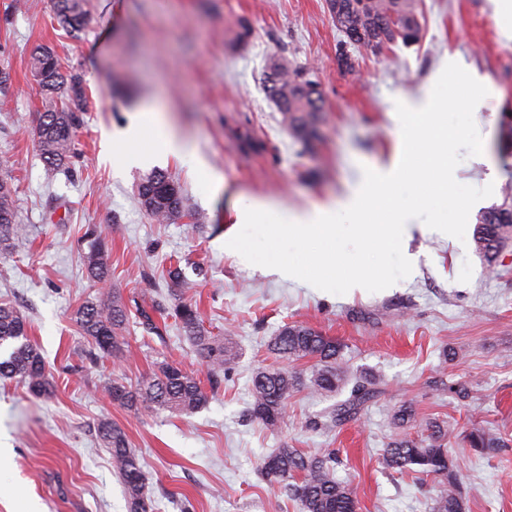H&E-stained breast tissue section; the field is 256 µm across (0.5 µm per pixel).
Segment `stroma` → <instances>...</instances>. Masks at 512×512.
I'll return each mask as SVG.
<instances>
[{
    "mask_svg": "<svg viewBox=\"0 0 512 512\" xmlns=\"http://www.w3.org/2000/svg\"><path fill=\"white\" fill-rule=\"evenodd\" d=\"M15 1L0 0V71L9 75L0 88V176L15 189L24 232L0 258V301L25 316L53 387L36 397L0 381V512H24L29 501L39 512H128L97 436L103 420L126 432L159 512H183L187 502L193 512H297L258 475L263 458L284 443L309 453L336 449L337 474L356 492L359 512H431L430 484L385 468L379 456L391 415L405 403L419 418L453 426L449 448L465 512H512V239L491 274L473 238L426 235L416 223L402 239L404 255L415 261L408 277L394 288L343 295L254 271L224 250L239 198L309 209L340 198L363 167L386 162L396 140V101L417 94L450 54L500 93L474 115L482 154L463 156L455 169L460 183L475 187L484 186L488 170L498 173L492 196L471 210L468 229L482 210L512 204V168L498 151L512 135V42L499 39L490 0H415L420 41L394 44L379 57L358 52L352 74L336 66L342 35L325 0H88L93 20L76 37L58 26L52 0H23L20 9ZM244 22L251 34L240 45ZM39 45L81 77L88 100L67 175L47 169L33 136L41 95L31 53ZM278 54L321 83L328 123L315 148L294 144L260 82L267 59ZM151 103L165 108L187 153L150 154L139 166L120 167L102 132L126 127ZM196 156L223 174V193L210 191ZM155 169L180 183L192 217L157 224L145 216L135 191ZM90 225L111 255L105 294L149 302L161 272L179 264L205 327L237 342L235 372L209 391L201 410L151 417L108 398L109 378L134 385L163 360L203 381L209 370L172 324L159 339L130 325L133 353L120 364L85 358L87 341L73 314L91 292L77 244ZM287 324L341 342L350 368L373 374L382 396L332 430L310 423L336 396L303 391L289 396L278 429L247 420L250 376L281 367L266 342ZM449 348L458 358H444ZM442 377L465 384L470 400L460 403L437 387ZM475 427L502 438L504 447L487 458L467 450L464 437Z\"/></svg>",
    "mask_w": 512,
    "mask_h": 512,
    "instance_id": "1",
    "label": "stroma"
}]
</instances>
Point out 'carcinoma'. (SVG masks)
<instances>
[{"mask_svg":"<svg viewBox=\"0 0 512 512\" xmlns=\"http://www.w3.org/2000/svg\"><path fill=\"white\" fill-rule=\"evenodd\" d=\"M328 13L336 28L356 50L381 54L393 43L416 44L422 26L414 0H327ZM55 17L69 33L83 31L91 22L87 0H54ZM31 65L40 72L39 123L34 136L39 155L51 170L69 169L75 155V139L80 126L79 113L85 111L87 98H72L79 77L63 71L53 51L36 47ZM263 88L281 114V123L294 141L309 149L324 137V96L313 72L292 65L283 55L270 57L262 74ZM140 208L153 222L167 224L190 215L187 198L181 188L163 171H154L138 185ZM23 232L17 224L14 189L0 179V256L12 249L13 240ZM512 237V205L492 207L479 216L475 228L476 251L488 263L496 261L504 242ZM89 251L83 256L88 279L103 284L110 279V254L95 227L84 232ZM171 305L156 303L136 306L138 325L146 335L162 337L155 316L174 319L189 340L199 360L210 369L212 378L228 375L238 365L240 353L232 339L214 334L203 325L197 305L184 298L189 282L179 266L167 270ZM130 309L122 296L102 300L89 297L76 309L73 319L80 333L98 351V355L120 361L130 353L125 333ZM26 318L10 303L0 302V379H17L31 394L46 395L52 388V376L39 350L29 340ZM343 346L336 340L300 324L284 326L270 341V350L288 362L313 361L309 376L287 367L259 369L251 380L250 418L268 428L284 420L288 397L295 391L311 394L335 393L351 386L347 399L324 413L323 425L337 428L356 419L380 396L376 378L367 373L349 374L339 369ZM110 400L141 414L154 416L164 411L193 413L206 401L201 381L180 365L163 361L153 375L135 386L115 377L106 385ZM416 420L411 406L403 405L393 415L396 432L382 453V464L391 470L420 477H434V512H465L461 483L453 473L446 444L452 430L447 423L425 421L420 428L427 435L415 439L403 432ZM98 435L125 487L129 512H154L155 501L147 495L148 476L126 433L109 421L98 425ZM469 450L480 455L501 447L499 440L483 430L466 435ZM336 452L306 454L283 444L268 455L260 467V476L271 487L296 501L298 512H359L354 490L336 477Z\"/></svg>","mask_w":512,"mask_h":512,"instance_id":"obj_1","label":"carcinoma"}]
</instances>
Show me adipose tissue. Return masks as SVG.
Segmentation results:
<instances>
[{
  "label": "adipose tissue",
  "instance_id": "1",
  "mask_svg": "<svg viewBox=\"0 0 512 512\" xmlns=\"http://www.w3.org/2000/svg\"><path fill=\"white\" fill-rule=\"evenodd\" d=\"M107 141L113 153L126 162L146 152L180 155L185 151L183 142L167 128L162 109L155 105L142 108L127 129L108 136Z\"/></svg>",
  "mask_w": 512,
  "mask_h": 512
}]
</instances>
